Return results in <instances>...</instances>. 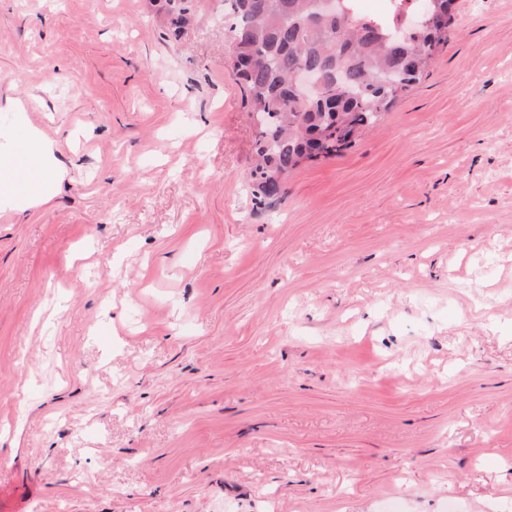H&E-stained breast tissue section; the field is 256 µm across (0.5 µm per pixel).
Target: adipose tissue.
<instances>
[{
	"label": "adipose tissue",
	"instance_id": "obj_1",
	"mask_svg": "<svg viewBox=\"0 0 512 512\" xmlns=\"http://www.w3.org/2000/svg\"><path fill=\"white\" fill-rule=\"evenodd\" d=\"M55 143L32 128L10 145L0 165V204L22 210L49 200L62 180L54 159Z\"/></svg>",
	"mask_w": 512,
	"mask_h": 512
}]
</instances>
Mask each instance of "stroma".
I'll list each match as a JSON object with an SVG mask.
<instances>
[{"mask_svg": "<svg viewBox=\"0 0 512 512\" xmlns=\"http://www.w3.org/2000/svg\"><path fill=\"white\" fill-rule=\"evenodd\" d=\"M0 0V496L23 512H512V0L252 201L218 0ZM29 100L27 111L8 106ZM55 149V143L35 128L14 138L10 157L0 166V203L24 210L48 201L62 180V169L55 164Z\"/></svg>", "mask_w": 512, "mask_h": 512, "instance_id": "obj_1", "label": "stroma"}]
</instances>
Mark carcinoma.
Wrapping results in <instances>:
<instances>
[{"instance_id":"carcinoma-1","label":"carcinoma","mask_w":512,"mask_h":512,"mask_svg":"<svg viewBox=\"0 0 512 512\" xmlns=\"http://www.w3.org/2000/svg\"><path fill=\"white\" fill-rule=\"evenodd\" d=\"M220 2L233 40L230 73L244 85L249 111L265 114L252 171L259 206L273 203L313 151L339 155L377 123L422 75L449 27L415 30L393 45L383 35L400 20L365 15L357 0H341L339 13L318 19L313 0ZM301 68L319 81L308 100L290 85Z\"/></svg>"}]
</instances>
